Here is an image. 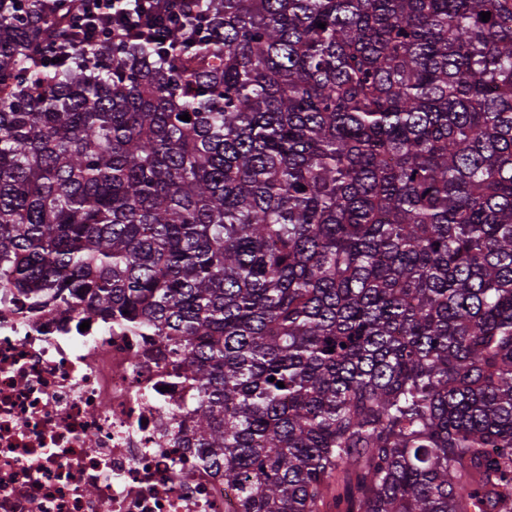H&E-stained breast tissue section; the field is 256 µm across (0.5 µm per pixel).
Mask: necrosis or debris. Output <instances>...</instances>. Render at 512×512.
Instances as JSON below:
<instances>
[{
  "label": "necrosis or debris",
  "instance_id": "obj_1",
  "mask_svg": "<svg viewBox=\"0 0 512 512\" xmlns=\"http://www.w3.org/2000/svg\"><path fill=\"white\" fill-rule=\"evenodd\" d=\"M155 336L0 290V512H234Z\"/></svg>",
  "mask_w": 512,
  "mask_h": 512
}]
</instances>
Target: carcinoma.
<instances>
[{"label": "carcinoma", "mask_w": 512, "mask_h": 512, "mask_svg": "<svg viewBox=\"0 0 512 512\" xmlns=\"http://www.w3.org/2000/svg\"><path fill=\"white\" fill-rule=\"evenodd\" d=\"M75 4L0 0V289L160 337L236 512H512V0ZM182 0H82V9L78 14L77 27L81 30L87 29L92 31V38L97 45L102 42H107L114 33L112 27L107 26L103 29V25L99 26L94 21H101L102 19L112 16L113 10L117 5L126 4L131 5L133 8L126 9L129 11L131 17L138 19L152 15L156 10L171 16L178 14V7Z\"/></svg>", "instance_id": "1"}]
</instances>
